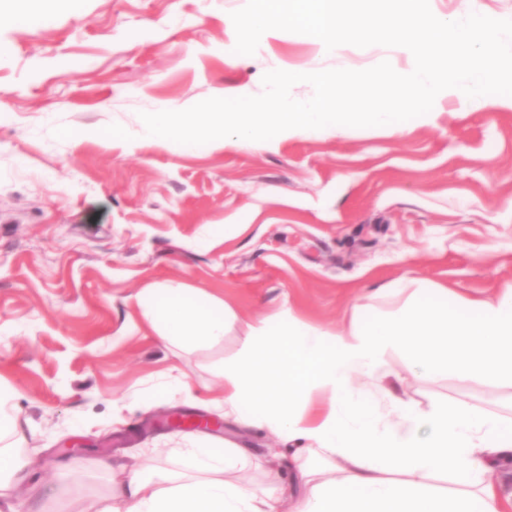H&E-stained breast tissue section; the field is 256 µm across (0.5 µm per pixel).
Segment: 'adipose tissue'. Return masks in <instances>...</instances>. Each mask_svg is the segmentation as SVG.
Instances as JSON below:
<instances>
[{"instance_id":"adipose-tissue-1","label":"adipose tissue","mask_w":512,"mask_h":512,"mask_svg":"<svg viewBox=\"0 0 512 512\" xmlns=\"http://www.w3.org/2000/svg\"><path fill=\"white\" fill-rule=\"evenodd\" d=\"M389 295L397 307L333 331L288 309L255 316L241 353L225 363L210 405L298 444L287 497L229 479L250 463L246 449L187 431L171 470L132 469L95 512H512V497L491 479L512 469V418L458 403L420 414L384 386L382 372L394 352L433 378L512 387V285L483 299L424 286ZM138 303L158 339L180 349L219 342L234 316L201 288H149ZM13 398L0 383V512H16L20 489L47 495L4 445L17 428ZM448 474L458 489L437 490L433 479Z\"/></svg>"}]
</instances>
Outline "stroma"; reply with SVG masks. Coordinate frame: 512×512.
Wrapping results in <instances>:
<instances>
[{"label":"stroma","instance_id":"1","mask_svg":"<svg viewBox=\"0 0 512 512\" xmlns=\"http://www.w3.org/2000/svg\"><path fill=\"white\" fill-rule=\"evenodd\" d=\"M246 0H59L52 25L0 16V382L14 391L15 454L33 481L80 512L113 470L151 453L170 465L173 430L145 426L179 409L222 419L215 442L262 456L280 447L223 409L216 369L242 350L258 314L292 310L323 329L359 298L404 280L467 298L512 284V110L462 113L400 132L355 128L278 148L190 153L139 140L141 115L246 90L272 70H363L406 55L374 45L320 56L281 31L233 52ZM127 147L74 134L113 125ZM202 287L232 308L222 343L159 342L137 297ZM387 386L420 412L452 401L512 414V387L431 378L393 352ZM188 378L192 396L168 390ZM152 402H132L134 394Z\"/></svg>","mask_w":512,"mask_h":512}]
</instances>
